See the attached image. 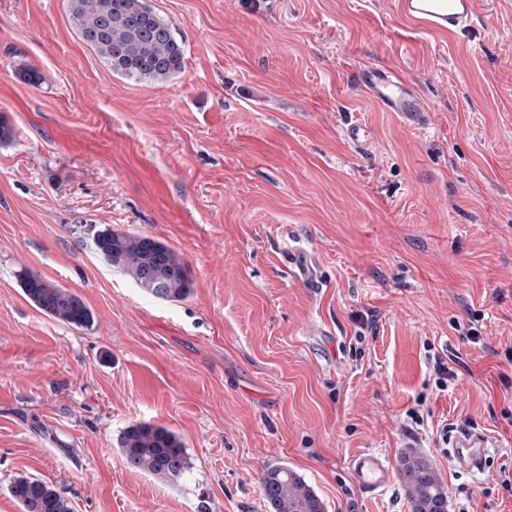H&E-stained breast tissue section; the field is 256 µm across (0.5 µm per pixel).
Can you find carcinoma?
Returning <instances> with one entry per match:
<instances>
[{
	"mask_svg": "<svg viewBox=\"0 0 512 512\" xmlns=\"http://www.w3.org/2000/svg\"><path fill=\"white\" fill-rule=\"evenodd\" d=\"M71 19L82 41L116 73L136 81H163L184 70V51L171 26L148 0H70ZM97 254L114 270L131 277L145 293L180 301L190 293L187 269L171 248L148 236L114 231L93 235ZM28 301L49 318L88 328L93 314L75 294L34 274L21 278ZM119 447L128 466L164 481L189 469L183 442L171 430L150 423L128 427ZM410 512H448V494L432 463L413 448L397 459ZM267 512H325L314 490L293 470L274 465L260 481ZM9 492L20 512H73L69 500L51 485L18 477Z\"/></svg>",
	"mask_w": 512,
	"mask_h": 512,
	"instance_id": "1",
	"label": "carcinoma"
}]
</instances>
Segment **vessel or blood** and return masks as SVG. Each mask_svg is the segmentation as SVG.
<instances>
[{
    "label": "vessel or blood",
    "instance_id": "vessel-or-blood-1",
    "mask_svg": "<svg viewBox=\"0 0 512 512\" xmlns=\"http://www.w3.org/2000/svg\"><path fill=\"white\" fill-rule=\"evenodd\" d=\"M398 4L402 15L424 30L448 35L471 27L480 17L479 0H398ZM356 81L384 111L398 113L407 126L426 123L428 109L420 92L395 69L369 62L358 69ZM287 254L294 278L313 283L315 271L307 252L291 245ZM493 446L486 433L460 426L448 438V458L462 471L480 473ZM348 466L363 496H376L391 483V464L381 455L362 453L352 457Z\"/></svg>",
    "mask_w": 512,
    "mask_h": 512
}]
</instances>
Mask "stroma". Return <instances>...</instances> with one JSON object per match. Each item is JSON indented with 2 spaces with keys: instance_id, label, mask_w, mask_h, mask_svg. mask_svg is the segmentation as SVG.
Instances as JSON below:
<instances>
[{
  "instance_id": "stroma-1",
  "label": "stroma",
  "mask_w": 512,
  "mask_h": 512,
  "mask_svg": "<svg viewBox=\"0 0 512 512\" xmlns=\"http://www.w3.org/2000/svg\"><path fill=\"white\" fill-rule=\"evenodd\" d=\"M148 2L184 49L164 82L113 72L69 0H0V512H20L18 476L74 512H266L272 465L325 512H409L397 479L362 498L347 460L410 444L448 512H512V0H481L453 36L396 0ZM370 61L416 85L427 125L355 84ZM354 121L368 152L342 133ZM107 226L175 250L190 294L158 300L109 267L92 242ZM291 244L317 286L290 275ZM26 272L93 325L43 315ZM139 423L181 438L182 480L127 466ZM460 425L492 436L483 474L442 452ZM22 291L28 301L49 318L73 327L88 328L93 314L75 294L34 274L21 278Z\"/></svg>"
}]
</instances>
